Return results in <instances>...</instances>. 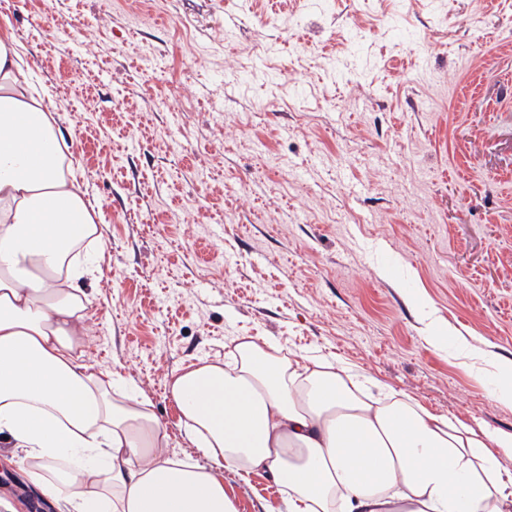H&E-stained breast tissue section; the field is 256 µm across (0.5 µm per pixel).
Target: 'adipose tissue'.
I'll return each instance as SVG.
<instances>
[{"mask_svg": "<svg viewBox=\"0 0 512 512\" xmlns=\"http://www.w3.org/2000/svg\"><path fill=\"white\" fill-rule=\"evenodd\" d=\"M89 199L29 62L0 36V438L33 462L59 512H238L224 472H261L281 512H512L499 455L512 437L455 425L315 354L238 337L223 359L169 376L202 466L171 458L130 379L84 363L100 239Z\"/></svg>", "mask_w": 512, "mask_h": 512, "instance_id": "adipose-tissue-1", "label": "adipose tissue"}]
</instances>
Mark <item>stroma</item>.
Masks as SVG:
<instances>
[{
    "mask_svg": "<svg viewBox=\"0 0 512 512\" xmlns=\"http://www.w3.org/2000/svg\"><path fill=\"white\" fill-rule=\"evenodd\" d=\"M4 33L96 204L83 359L170 453L202 459L167 374L238 336L512 435V0H0ZM224 486L278 512L266 475Z\"/></svg>",
    "mask_w": 512,
    "mask_h": 512,
    "instance_id": "1",
    "label": "stroma"
}]
</instances>
